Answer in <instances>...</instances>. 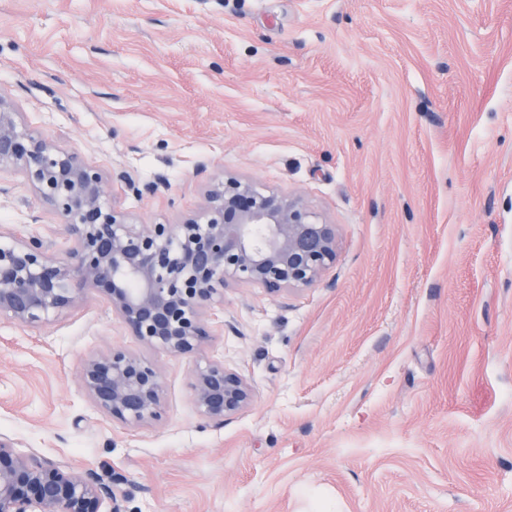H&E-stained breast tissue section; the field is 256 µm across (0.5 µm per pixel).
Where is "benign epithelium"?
<instances>
[{"label":"benign epithelium","instance_id":"benign-epithelium-1","mask_svg":"<svg viewBox=\"0 0 512 512\" xmlns=\"http://www.w3.org/2000/svg\"><path fill=\"white\" fill-rule=\"evenodd\" d=\"M0 168L18 172L56 214L73 246L64 258L38 236L0 248V317L38 329L102 293L142 346L174 355L198 352L224 319L232 284L270 295L316 284L336 263V225L297 196L261 192L225 174L204 189L198 212L178 224H136L110 203L116 186L78 151L29 127L0 94ZM82 388L106 418L124 425L165 420L164 371L114 345L85 359ZM190 387L207 424L245 409L252 389L222 359L196 366ZM90 469L34 452L0 435V512H126Z\"/></svg>","mask_w":512,"mask_h":512}]
</instances>
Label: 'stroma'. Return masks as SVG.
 <instances>
[{
  "instance_id": "1",
  "label": "stroma",
  "mask_w": 512,
  "mask_h": 512,
  "mask_svg": "<svg viewBox=\"0 0 512 512\" xmlns=\"http://www.w3.org/2000/svg\"><path fill=\"white\" fill-rule=\"evenodd\" d=\"M0 95L132 179L135 223H180L233 174L337 229L313 286L226 288L194 355L140 346L95 292L36 331L0 319L22 451L128 512H512V0H0ZM30 235L72 246L2 169L0 246ZM115 344L162 366V424L84 392ZM212 355L253 392L220 427L190 389Z\"/></svg>"
}]
</instances>
